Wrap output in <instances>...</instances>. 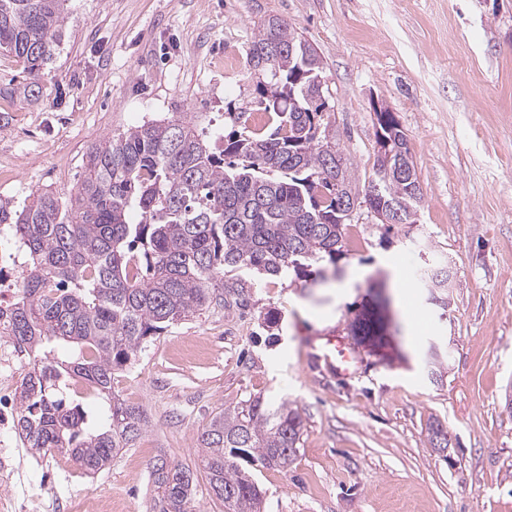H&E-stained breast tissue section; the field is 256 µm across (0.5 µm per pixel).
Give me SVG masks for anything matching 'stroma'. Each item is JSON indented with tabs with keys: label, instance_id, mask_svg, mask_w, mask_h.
<instances>
[{
	"label": "stroma",
	"instance_id": "35a3bbf8",
	"mask_svg": "<svg viewBox=\"0 0 512 512\" xmlns=\"http://www.w3.org/2000/svg\"><path fill=\"white\" fill-rule=\"evenodd\" d=\"M67 34L38 99L23 65L0 54V196H65L92 144L131 125L198 112L228 133L250 100L246 54L268 16L320 54L326 118L364 194L378 146L372 99L407 133L423 200L415 224H383L358 204L344 255L324 280L252 278L240 304L210 305L149 338L112 391L145 413L135 447L88 477L42 456L25 493L39 512H148L149 463L193 464L195 439L220 410L252 397L304 419L285 470L252 467L263 512H512V0H70ZM448 262L447 308L419 269ZM380 289L400 359L364 354L348 377L315 359L320 339L348 338ZM276 316L277 326L267 324ZM447 347L434 381L430 345ZM448 429L451 459L428 443Z\"/></svg>",
	"mask_w": 512,
	"mask_h": 512
}]
</instances>
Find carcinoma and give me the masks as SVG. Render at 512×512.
<instances>
[{
	"label": "carcinoma",
	"instance_id": "obj_1",
	"mask_svg": "<svg viewBox=\"0 0 512 512\" xmlns=\"http://www.w3.org/2000/svg\"><path fill=\"white\" fill-rule=\"evenodd\" d=\"M69 0H0V53L21 61L23 94L39 93L44 66L59 51ZM247 65L267 74L254 106L231 112L240 126L210 135L186 112L114 132L86 153L82 178L62 199L36 192L19 207L0 196L6 224L26 255L18 296L7 312L9 335L37 360L17 396L18 427L34 456L57 451L87 475L108 469L135 447L146 427L138 406L112 393V374L132 364L146 340L224 295H241L235 271L268 277L310 276L312 267L344 254L345 224L336 183V141L316 107L324 63L296 29L270 16L253 33ZM264 115L250 125L251 112ZM386 137L410 153L407 134L387 113ZM380 154L371 182L403 213L420 207L417 171L403 172L399 153ZM354 343L371 352L388 343L383 311L364 306L349 322ZM71 352L62 360L47 348ZM85 381L107 407L95 425L83 402L64 396ZM429 425L430 447L445 453L451 438ZM304 420L298 409L255 397L217 412L198 432L194 467L158 455L150 463L152 512H195L197 475L227 512H260L258 484L240 462L286 469L295 459Z\"/></svg>",
	"mask_w": 512,
	"mask_h": 512
}]
</instances>
